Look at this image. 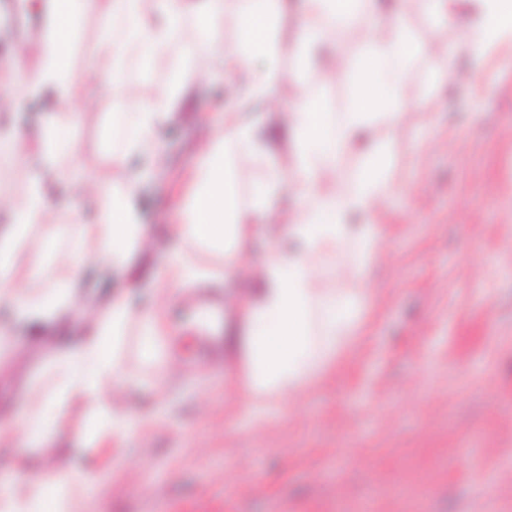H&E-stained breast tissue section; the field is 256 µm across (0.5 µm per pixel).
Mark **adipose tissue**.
Here are the masks:
<instances>
[{
  "mask_svg": "<svg viewBox=\"0 0 512 512\" xmlns=\"http://www.w3.org/2000/svg\"><path fill=\"white\" fill-rule=\"evenodd\" d=\"M377 0H303L295 25L299 40L322 50L321 61L334 65L342 56L346 33L361 29L366 46L354 66L355 92L345 111H327L313 95L298 90L292 108L279 116L294 130L300 145L290 174L275 169L256 189L250 205H240L229 174L244 146L254 142V123L233 112L225 120L224 134L203 145L204 165L198 186L176 233L195 244L220 247L233 234L240 247L225 270L229 279L252 274L260 286L237 306L242 323L238 352L245 359V373L235 390L246 399L260 396L285 398L299 393L305 383L336 362L338 352L355 341L363 304L361 289L345 292L323 285L324 275L346 270L360 278L377 258L382 237L372 218L392 192L385 173L389 156L385 146L370 145L367 158L354 179L337 186L345 148L368 128L371 120L403 122L407 109L400 90L409 78L410 66L427 59L431 79L454 76L445 50L427 48L408 32L401 10L379 11ZM475 17L463 21L470 35L472 70H479L489 50L512 41V0H475ZM288 8V0H236L234 21L243 43L213 50L206 35L224 11V0H43L44 31L41 62L27 70L24 52H17L13 66L20 79L13 90L18 98L49 94L54 106L72 109L94 85L122 93L121 83L108 81L92 68L76 73L70 55L82 11L110 12L124 24L129 40L142 51L161 50L177 33L180 20L193 15L201 32L199 41L188 43L186 55L202 70L223 67L226 76L244 77L241 95L248 101H274L284 79L271 65L253 71L252 59L277 58L279 44L272 34V17ZM171 101L133 102L126 117L124 153L148 155L145 168L135 172L113 170L109 205L96 224H65L59 245L81 248L95 236L97 250L110 270L122 272L127 252L144 243L146 232L138 224L134 199L151 182L165 159L155 148L158 124L167 119ZM39 151L32 158L31 187L21 204L13 206L8 230L0 235V306L7 307L15 322L27 324L65 311L81 339L55 360L53 372L61 394L96 397L105 376L120 377L121 342L127 322L134 315L125 298L117 295L106 303L88 296L72 306L68 287L52 289L48 297L32 299L17 291L8 275L9 263L19 247L30 240L34 224L49 213L76 201L100 195L101 185L74 182L63 199L48 197L43 177L54 172L60 154H76L77 146L54 122L35 134ZM292 239L299 250L270 249L261 260L248 256L246 244L255 237ZM65 490L39 480L0 483V512H67Z\"/></svg>",
  "mask_w": 512,
  "mask_h": 512,
  "instance_id": "1",
  "label": "adipose tissue"
}]
</instances>
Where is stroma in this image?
Wrapping results in <instances>:
<instances>
[{
    "label": "stroma",
    "mask_w": 512,
    "mask_h": 512,
    "mask_svg": "<svg viewBox=\"0 0 512 512\" xmlns=\"http://www.w3.org/2000/svg\"><path fill=\"white\" fill-rule=\"evenodd\" d=\"M40 0H0V123L13 122L16 102L6 92L17 75L12 61L25 49L28 67L40 63ZM406 23L424 46L443 42L465 63L470 40L441 15L407 0ZM281 44L278 66L328 111H345L353 75L317 81L319 62H305L292 18L274 19ZM111 14L82 15L73 56L75 71L100 58L112 37ZM192 20L152 60L136 54L104 59L134 88L153 86V100L173 99L174 124L158 131L166 168L137 201L152 239L125 259L124 276L153 300L166 250L186 252L218 284L211 297L224 305L217 335L236 318L244 283L225 279L224 252L172 240L194 188L200 164L199 128L219 127L239 103L224 73L194 70L185 55ZM185 84L174 91L177 73ZM403 99L410 117L399 128L382 122L369 130L386 145L395 185L375 221L382 252L364 277L358 338L335 365L296 399L250 403L231 399V377L241 360L209 362V346L195 309L179 297L167 312L169 335L158 348L175 369L161 375L142 359L136 324L120 351L123 377L106 381L123 395L124 409L149 415L145 435L92 437L112 411L106 395L75 397L63 407L60 435L32 439L14 426L0 439V474L35 477L53 485L57 466L90 465L96 479L67 496L72 512H512V44L493 48L464 84H431L413 67ZM125 102L94 92L59 121L79 143L74 180L111 185L120 153L110 126ZM24 156L0 157V230L8 203L23 195L32 170ZM293 133L252 150L233 168V188L248 203L271 167H291ZM93 240L67 252L32 259L19 251L12 278L31 296L45 294L70 275L71 261L90 262ZM66 318L36 336L14 337L0 354V418L30 414L57 400L52 364Z\"/></svg>",
    "instance_id": "stroma-1"
}]
</instances>
